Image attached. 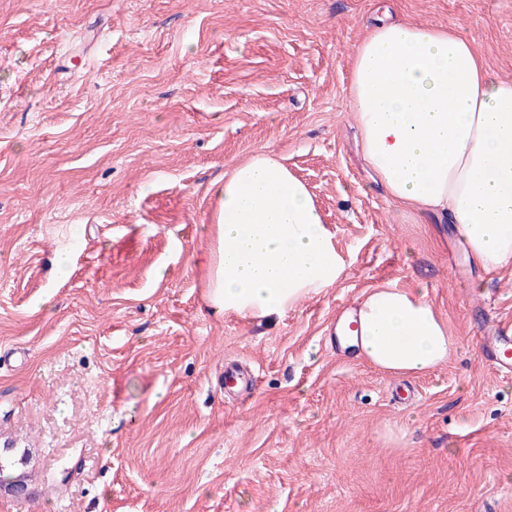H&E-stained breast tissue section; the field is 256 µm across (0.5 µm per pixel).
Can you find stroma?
I'll use <instances>...</instances> for the list:
<instances>
[{"label": "stroma", "instance_id": "35a3bbf8", "mask_svg": "<svg viewBox=\"0 0 512 512\" xmlns=\"http://www.w3.org/2000/svg\"><path fill=\"white\" fill-rule=\"evenodd\" d=\"M387 12L512 79V0H0V438L34 458L0 512H512V376L480 347L512 267L391 200L354 125L352 57ZM259 149L348 263L263 322L206 313L199 265L211 182ZM386 282L447 321V363L331 348ZM228 358L258 374L246 401Z\"/></svg>", "mask_w": 512, "mask_h": 512}]
</instances>
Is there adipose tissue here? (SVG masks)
I'll list each match as a JSON object with an SVG mask.
<instances>
[{
  "instance_id": "obj_1",
  "label": "adipose tissue",
  "mask_w": 512,
  "mask_h": 512,
  "mask_svg": "<svg viewBox=\"0 0 512 512\" xmlns=\"http://www.w3.org/2000/svg\"><path fill=\"white\" fill-rule=\"evenodd\" d=\"M349 91L363 156L390 196L449 221L486 272L512 265V81L455 30L384 16L353 56ZM210 194L207 312L281 315L342 278L335 234L284 157L257 150ZM350 317V347L384 372L431 371L457 347L421 291L391 282L366 290Z\"/></svg>"
}]
</instances>
